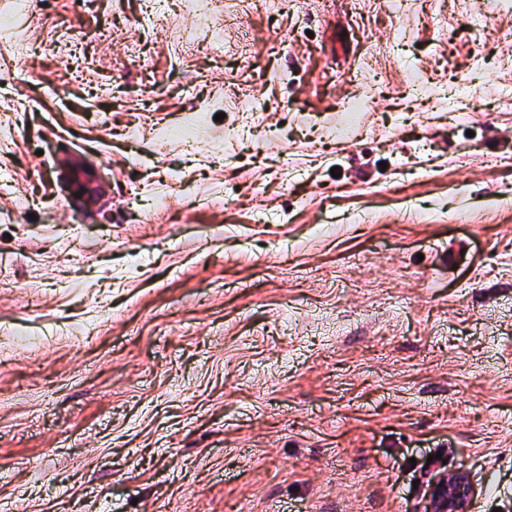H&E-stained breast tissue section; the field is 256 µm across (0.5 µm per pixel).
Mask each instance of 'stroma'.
I'll use <instances>...</instances> for the list:
<instances>
[{
  "instance_id": "stroma-1",
  "label": "stroma",
  "mask_w": 512,
  "mask_h": 512,
  "mask_svg": "<svg viewBox=\"0 0 512 512\" xmlns=\"http://www.w3.org/2000/svg\"><path fill=\"white\" fill-rule=\"evenodd\" d=\"M197 7L0 0V512H512V0ZM465 484H467V478L463 473L452 477L448 475L435 477L428 489L430 512H469L468 501L462 491Z\"/></svg>"
}]
</instances>
